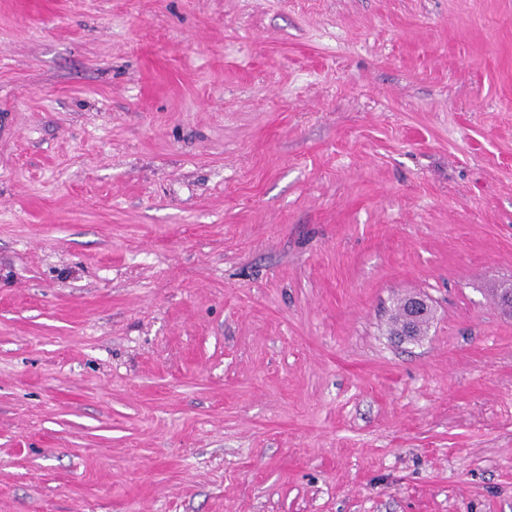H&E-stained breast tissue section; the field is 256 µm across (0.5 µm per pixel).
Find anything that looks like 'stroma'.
<instances>
[{
  "mask_svg": "<svg viewBox=\"0 0 512 512\" xmlns=\"http://www.w3.org/2000/svg\"><path fill=\"white\" fill-rule=\"evenodd\" d=\"M506 281L512 0H0V512H512ZM430 305L424 297L413 296L408 298L406 305L405 316L400 324V314L393 315L390 321V333L396 336L399 330V336L404 339H416L419 336V322L428 315Z\"/></svg>",
  "mask_w": 512,
  "mask_h": 512,
  "instance_id": "1",
  "label": "stroma"
}]
</instances>
